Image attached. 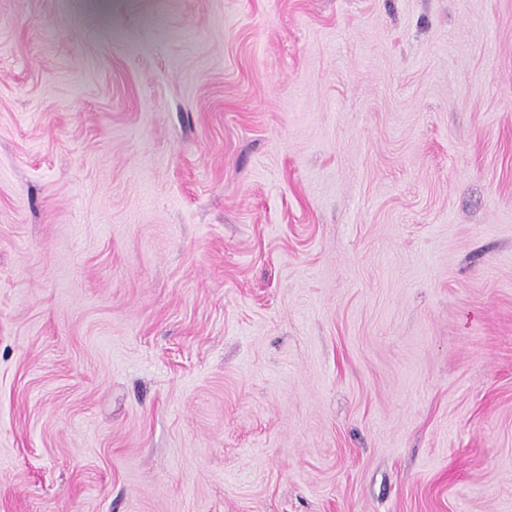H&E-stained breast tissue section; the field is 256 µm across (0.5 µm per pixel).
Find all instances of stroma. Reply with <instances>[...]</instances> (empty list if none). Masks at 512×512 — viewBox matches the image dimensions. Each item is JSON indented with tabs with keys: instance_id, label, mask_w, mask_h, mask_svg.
Here are the masks:
<instances>
[{
	"instance_id": "35a3bbf8",
	"label": "stroma",
	"mask_w": 512,
	"mask_h": 512,
	"mask_svg": "<svg viewBox=\"0 0 512 512\" xmlns=\"http://www.w3.org/2000/svg\"><path fill=\"white\" fill-rule=\"evenodd\" d=\"M0 512H512V0H0Z\"/></svg>"
}]
</instances>
